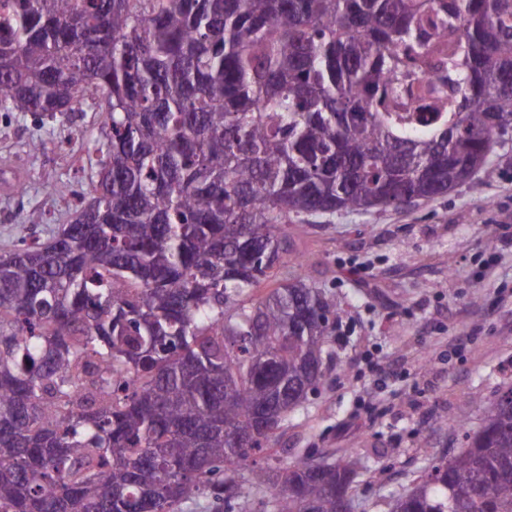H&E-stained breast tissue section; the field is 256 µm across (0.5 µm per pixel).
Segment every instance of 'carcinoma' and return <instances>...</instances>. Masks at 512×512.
Here are the masks:
<instances>
[{"label":"carcinoma","instance_id":"1","mask_svg":"<svg viewBox=\"0 0 512 512\" xmlns=\"http://www.w3.org/2000/svg\"><path fill=\"white\" fill-rule=\"evenodd\" d=\"M0 111L106 104L91 199L0 255V512L354 509L358 458L259 463L335 306L286 225L434 200L512 127V0H6ZM273 418L257 430L258 418ZM390 512H512V385ZM248 472L243 477L242 472ZM218 510H223V512L240 511L237 505L217 504L209 494H199L193 499L183 501L178 506V512H216Z\"/></svg>","mask_w":512,"mask_h":512}]
</instances>
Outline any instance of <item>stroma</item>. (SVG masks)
Listing matches in <instances>:
<instances>
[{
  "label": "stroma",
  "instance_id": "stroma-1",
  "mask_svg": "<svg viewBox=\"0 0 512 512\" xmlns=\"http://www.w3.org/2000/svg\"><path fill=\"white\" fill-rule=\"evenodd\" d=\"M102 107L87 100L62 124L0 112V254L52 240L91 198ZM287 234L305 263L277 279L304 277L338 314L320 389L283 422L269 463L353 451L358 512H389L391 496L462 447L481 404L512 385V137L444 196L314 217ZM458 336L466 347H454Z\"/></svg>",
  "mask_w": 512,
  "mask_h": 512
}]
</instances>
